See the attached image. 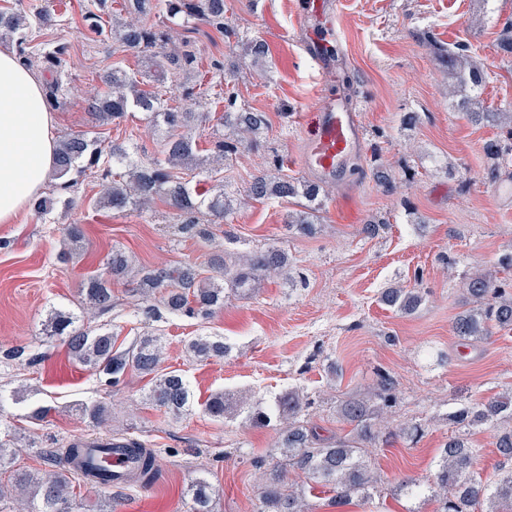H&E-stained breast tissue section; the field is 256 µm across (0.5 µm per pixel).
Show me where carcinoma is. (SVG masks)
Listing matches in <instances>:
<instances>
[{"instance_id":"cac0c4a2","label":"carcinoma","mask_w":512,"mask_h":512,"mask_svg":"<svg viewBox=\"0 0 512 512\" xmlns=\"http://www.w3.org/2000/svg\"><path fill=\"white\" fill-rule=\"evenodd\" d=\"M94 9L83 15L89 30L97 36L112 35L120 47L140 53L146 61L147 73L160 81L168 76L190 74L196 61L189 49L165 50L175 38V28L191 22L213 27L224 33V0H93ZM135 18L117 23L106 30L104 18L118 12ZM157 11L166 18L164 26L149 22ZM56 17L51 0L40 3L27 12L0 9V33L11 36L19 57L30 65L25 46L35 30L55 25ZM496 52L512 55V21H507L497 40ZM67 46L56 44L43 57L46 71L52 79L44 86L48 106L63 104L66 98L63 81L58 78ZM435 60L448 73V101L474 124H491L508 128L507 137L492 140L485 150L490 163L484 170V180L498 185L512 181V171L503 162L512 156V110L491 109L483 106L479 97L487 83V72L482 63L467 54V48H438ZM105 90L95 92L86 101L87 112L102 124L120 122L133 112L142 113L143 120L154 129L162 128L165 136L155 158L146 163L134 157L120 143L104 145L86 133L71 135L58 145L54 175L62 178L72 172L81 176L88 171L100 174L102 180L101 204L114 211L135 210L146 213L156 201L169 210L172 234L184 239L213 240L211 224L228 223L233 215L230 193L221 190L215 194H200L174 174L177 167L195 166L211 175L224 169L230 160L248 144L257 140L271 127L269 115L254 112L237 105L234 95L215 90V85L198 73L195 82L184 87L183 95L203 98L213 95L212 103L222 105L217 118L224 133L218 136L209 153L201 154L194 130L211 121L210 112H186L169 105L154 87L136 75L109 66L100 74ZM375 183L384 192L397 189L387 169H372ZM324 186L319 182L279 177L261 172L253 177L247 197L253 200L303 198L300 209L288 213L286 224L302 236L317 231L321 196ZM208 216L201 222V216ZM209 274L192 261L175 266L135 268L132 259L121 249L114 248L107 256L105 273L90 275L81 284L80 294L92 317L112 312L114 294L112 284L124 282L129 291L142 300L138 313L146 318L157 315L151 304L156 294L167 313L187 318H207L224 307L231 296H245L255 291L268 273L291 277L288 253L277 246L253 251L228 259L226 251L212 254L208 259ZM466 293L473 307L454 318L453 329L462 339L485 340L496 330L512 329V282L501 280L491 273L475 272L466 282ZM422 297L414 289H385L380 302L405 314L413 313ZM46 335L58 338L68 354L82 365L105 378V383L116 385L128 370L150 378L148 400L175 416L192 407L189 387L184 376L176 371L159 373L162 348L153 336H142L127 348L117 347L118 333H95L84 327L83 316L71 311H54L45 327ZM189 349L200 358L227 354L229 346L220 339L199 337ZM398 399L397 381L388 372L377 373L373 387L365 393L352 395L339 402V418L352 426L351 432L335 440L322 437L316 428L302 419L307 397L297 388L285 390L263 406L257 400L249 405L251 425L262 427L276 419L280 422L279 459L270 470V477L259 497L256 512H308L303 494L287 483L295 470L307 474L315 483L335 492L332 505L336 512L349 504L353 496L366 503L377 489V477L363 461L366 448L386 445L400 436H411L419 429L401 427L383 433L385 415ZM80 414L95 425L107 419V410L99 402L81 403ZM204 411L224 419L238 412L237 403L225 392L212 394L204 403ZM458 434L448 438L437 461L434 485L423 488L416 480L407 478L399 488L409 495L430 492L439 498L438 512H478L486 502L495 505L493 512H512V469L495 480L474 476L478 450L469 443L468 434L474 426L488 425L498 429L496 448L506 463H512V396L501 395L476 406H464L452 415ZM123 448L136 461V467L125 474L129 483L149 487L157 475L154 451L138 439H123ZM110 448L101 441L73 442L56 454L60 462L46 474H35L18 468L12 471L9 484L0 485V497L11 489L30 491L24 512H74L72 477L94 486H109L116 480L101 464V455ZM15 436L8 430L0 431V466L12 464L15 459ZM190 512H214L213 489L204 476L195 478L187 488Z\"/></svg>"}]
</instances>
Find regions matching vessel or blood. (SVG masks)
<instances>
[{"instance_id":"obj_1","label":"vessel or blood","mask_w":512,"mask_h":512,"mask_svg":"<svg viewBox=\"0 0 512 512\" xmlns=\"http://www.w3.org/2000/svg\"><path fill=\"white\" fill-rule=\"evenodd\" d=\"M301 17L317 22L319 30L309 35L304 49L308 59L325 68L336 58V46L341 34L336 28L334 0H299ZM323 103L306 114L304 124L308 130L306 149L302 161L308 168L327 180L343 177L344 163L364 146L363 130L356 108L346 97L332 87L322 90Z\"/></svg>"}]
</instances>
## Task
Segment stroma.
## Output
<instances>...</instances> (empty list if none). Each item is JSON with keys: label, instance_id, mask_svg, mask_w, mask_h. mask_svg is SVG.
Returning a JSON list of instances; mask_svg holds the SVG:
<instances>
[{"label": "stroma", "instance_id": "stroma-1", "mask_svg": "<svg viewBox=\"0 0 512 512\" xmlns=\"http://www.w3.org/2000/svg\"><path fill=\"white\" fill-rule=\"evenodd\" d=\"M296 3L224 0L226 34L203 24L180 33L197 52L196 70L223 63L224 90L271 119L267 135L233 161L238 188L279 159L286 174L311 178L300 162L305 130L297 118L319 108L324 82L357 93L362 102L365 147L346 163L349 183L331 182L315 235L288 231L284 221L296 205L281 199L246 201L232 223L215 227L219 245L285 248L297 279L267 276L254 293L227 300L203 321L168 314L157 321L136 318V297L117 284L115 306L101 318L125 346L139 336H160V369L180 370L189 380L190 414L175 419L152 406L148 381L135 371L119 385H105L69 359L64 347H51L43 331L52 309L80 312V285L101 270L112 247L128 252L138 267L202 257L196 240L173 238L164 204L145 214L112 212L98 204L100 177L80 178L67 191L53 177L43 190L55 200L47 216L29 211L17 223L0 224V238L10 243L0 249V428L22 444L16 466L51 470L49 450L97 436L136 438L156 453L150 487L108 490L74 482L80 512H98L108 497L116 512H187L186 489L199 476L214 487L215 512H255L279 425L257 428L241 416L215 419L202 408L208 396L225 390L268 398L297 388L310 399L304 419L323 436H343L351 427L337 418L338 402L364 392L381 371L398 383L394 420L421 423L424 432L412 442L399 438L368 449L379 491L369 503L351 502L346 512H437L434 499L407 496L400 482L408 476L433 481L439 449L456 430L452 412L512 391V331L474 342L452 328L455 316L472 306L465 292L469 274L498 270L501 258L512 254V197L504 186L483 180L484 145L504 131L472 124L450 108L448 74L421 40L428 33L435 43L469 47L488 72L486 104L512 107V56L495 51L504 22L512 19V0H336L346 44L331 72L307 60L301 43L307 25ZM90 6L91 0H62L55 26L34 33L27 46L35 60L56 43L69 48L63 67L67 101L53 111L55 135L87 132L153 157L159 140L140 116L97 126L85 110L83 96L98 84L104 66L131 74L145 69L141 56L91 34L82 20ZM244 36L268 44L264 63L244 54ZM410 113L417 120L408 125ZM378 165L393 175L394 193L375 185L372 169ZM378 221V235L362 234L363 225ZM69 224L83 225L86 241L63 263L58 253ZM389 286L419 289L421 305L411 314L383 306L378 295ZM198 335L221 337L231 350L198 360L187 351ZM17 348L46 360L22 365L9 356ZM436 352L444 354L443 363L429 361ZM95 401L108 410V422L98 430L76 409ZM37 403L50 409L40 420L28 416Z\"/></svg>", "mask_w": 512, "mask_h": 512}]
</instances>
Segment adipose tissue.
Segmentation results:
<instances>
[{
    "label": "adipose tissue",
    "mask_w": 512,
    "mask_h": 512,
    "mask_svg": "<svg viewBox=\"0 0 512 512\" xmlns=\"http://www.w3.org/2000/svg\"><path fill=\"white\" fill-rule=\"evenodd\" d=\"M54 116L22 59L0 51V224L16 223L54 168Z\"/></svg>",
    "instance_id": "obj_1"
}]
</instances>
